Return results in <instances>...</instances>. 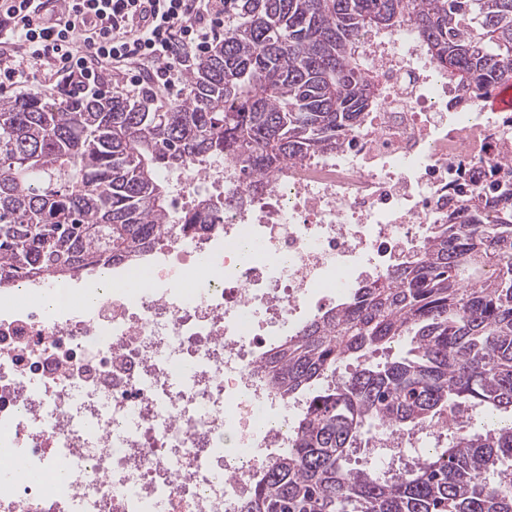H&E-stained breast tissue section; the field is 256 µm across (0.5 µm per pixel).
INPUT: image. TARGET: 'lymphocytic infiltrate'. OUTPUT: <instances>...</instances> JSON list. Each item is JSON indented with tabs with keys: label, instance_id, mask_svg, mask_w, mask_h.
<instances>
[{
	"label": "lymphocytic infiltrate",
	"instance_id": "1",
	"mask_svg": "<svg viewBox=\"0 0 512 512\" xmlns=\"http://www.w3.org/2000/svg\"><path fill=\"white\" fill-rule=\"evenodd\" d=\"M81 28L48 24L32 0H0V94L56 79L61 100L93 98L117 84L129 95L188 93L186 76L224 38V0H54Z\"/></svg>",
	"mask_w": 512,
	"mask_h": 512
}]
</instances>
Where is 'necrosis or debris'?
I'll return each mask as SVG.
<instances>
[{"label":"necrosis or debris","instance_id":"necrosis-or-debris-1","mask_svg":"<svg viewBox=\"0 0 512 512\" xmlns=\"http://www.w3.org/2000/svg\"><path fill=\"white\" fill-rule=\"evenodd\" d=\"M360 42L379 102L334 151L174 180L178 210L217 203L221 246L173 232L94 307L58 283L53 308L24 286L0 312V512H239L305 408L259 362L512 184V110L460 98L409 30Z\"/></svg>","mask_w":512,"mask_h":512}]
</instances>
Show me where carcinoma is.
Returning <instances> with one entry per match:
<instances>
[{
  "instance_id": "cac0c4a2",
  "label": "carcinoma",
  "mask_w": 512,
  "mask_h": 512,
  "mask_svg": "<svg viewBox=\"0 0 512 512\" xmlns=\"http://www.w3.org/2000/svg\"><path fill=\"white\" fill-rule=\"evenodd\" d=\"M405 27L469 99L512 84V0H224V44L179 104L0 98V286L144 259L171 225L219 235L208 204L172 211L170 176L221 162L264 178L336 149L377 105L357 36ZM510 199L507 187L432 225L261 362L306 406L240 512H512ZM468 412L480 427H448ZM437 427L409 467L351 466L372 429Z\"/></svg>"
}]
</instances>
